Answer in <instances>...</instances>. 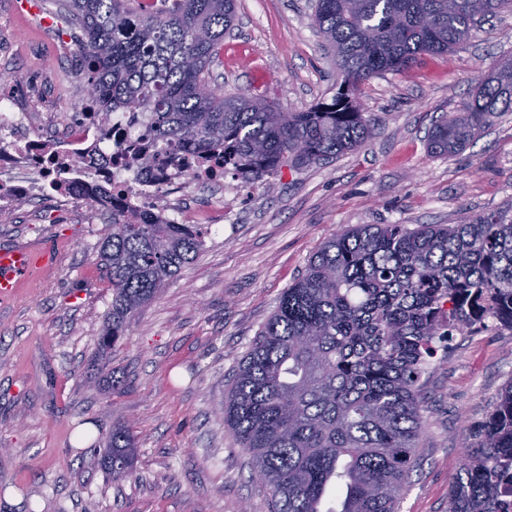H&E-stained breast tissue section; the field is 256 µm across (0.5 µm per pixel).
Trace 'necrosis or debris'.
Returning <instances> with one entry per match:
<instances>
[{
	"instance_id": "4bbe7bcc",
	"label": "necrosis or debris",
	"mask_w": 512,
	"mask_h": 512,
	"mask_svg": "<svg viewBox=\"0 0 512 512\" xmlns=\"http://www.w3.org/2000/svg\"><path fill=\"white\" fill-rule=\"evenodd\" d=\"M146 112H95L77 106L67 134L31 133L29 114L0 98V213L49 195L60 205L130 206L157 217L158 197L190 184L220 185L224 166L185 167L162 145L146 142Z\"/></svg>"
}]
</instances>
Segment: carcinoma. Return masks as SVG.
I'll list each match as a JSON object with an SVG mask.
<instances>
[{
	"instance_id": "cac0c4a2",
	"label": "carcinoma",
	"mask_w": 512,
	"mask_h": 512,
	"mask_svg": "<svg viewBox=\"0 0 512 512\" xmlns=\"http://www.w3.org/2000/svg\"><path fill=\"white\" fill-rule=\"evenodd\" d=\"M79 40L81 79L104 114L151 113L148 135L224 173L259 182L354 151L374 124L354 97L370 78L446 54L512 0H316L314 24L342 82L328 101L283 112L265 98L214 91L210 68L235 26V0H54ZM206 38H195L196 30ZM512 112V59L470 89L429 131L434 156L459 154ZM98 244L112 302L98 337L106 356L138 309L193 261L204 225L111 212ZM512 332V202L457 224H366L325 241L283 293L224 393V422L251 457L272 512H398L424 429L428 359L459 336ZM136 448L108 435L103 461L125 478ZM448 512H512V378L489 417L466 433Z\"/></svg>"
}]
</instances>
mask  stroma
Segmentation results:
<instances>
[{"mask_svg": "<svg viewBox=\"0 0 512 512\" xmlns=\"http://www.w3.org/2000/svg\"><path fill=\"white\" fill-rule=\"evenodd\" d=\"M315 0H236L237 19L212 67L225 95L263 94L285 112L336 90L333 58L313 25ZM53 0H0V94L42 134L86 96L76 39ZM512 56V12L452 53L369 79L359 103L375 136L357 150L221 193L189 186L176 204L210 230L195 260L135 315L97 367L112 288L94 250L112 229L91 204L24 202L0 220V248L52 244L55 269L0 302V512H271L267 490L225 424L224 393L282 293L334 233L363 224H454L512 201V112L459 155L427 150V131L499 59ZM22 74L19 82L8 80ZM422 462L400 512H448L464 454L512 378V333L457 340L427 366ZM131 428L137 457L110 481L100 447Z\"/></svg>", "mask_w": 512, "mask_h": 512, "instance_id": "obj_1", "label": "stroma"}]
</instances>
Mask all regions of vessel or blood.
<instances>
[{
    "instance_id": "1",
    "label": "vessel or blood",
    "mask_w": 512,
    "mask_h": 512,
    "mask_svg": "<svg viewBox=\"0 0 512 512\" xmlns=\"http://www.w3.org/2000/svg\"><path fill=\"white\" fill-rule=\"evenodd\" d=\"M54 252L51 245L0 249V300L12 299L39 273L51 270Z\"/></svg>"
}]
</instances>
